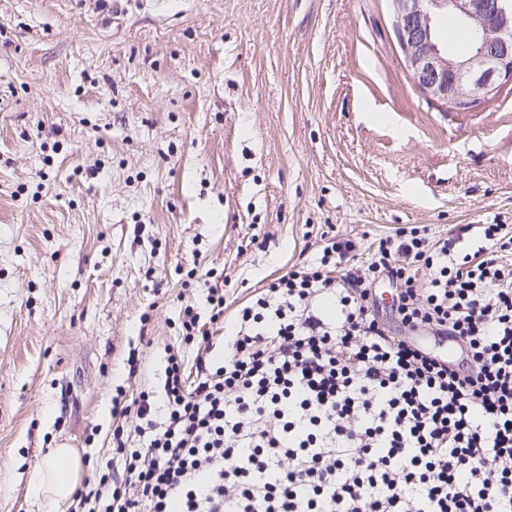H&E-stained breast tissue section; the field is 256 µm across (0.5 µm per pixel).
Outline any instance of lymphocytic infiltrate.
Listing matches in <instances>:
<instances>
[{
	"label": "lymphocytic infiltrate",
	"instance_id": "1",
	"mask_svg": "<svg viewBox=\"0 0 512 512\" xmlns=\"http://www.w3.org/2000/svg\"><path fill=\"white\" fill-rule=\"evenodd\" d=\"M482 245L398 230L368 266L350 239L262 288L224 332L193 307L186 384L169 354L167 411L148 393L112 412L125 478L101 474L70 512H512V230ZM395 287L393 322L373 303ZM453 337L464 364L417 342Z\"/></svg>",
	"mask_w": 512,
	"mask_h": 512
}]
</instances>
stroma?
<instances>
[{
  "label": "stroma",
  "mask_w": 512,
  "mask_h": 512,
  "mask_svg": "<svg viewBox=\"0 0 512 512\" xmlns=\"http://www.w3.org/2000/svg\"><path fill=\"white\" fill-rule=\"evenodd\" d=\"M479 224L512 225V87L424 95L387 0H0V512L52 448L122 474L113 400L171 353L195 382L212 275L219 341L322 235Z\"/></svg>",
  "instance_id": "35a3bbf8"
}]
</instances>
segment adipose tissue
<instances>
[{
  "instance_id": "1",
  "label": "adipose tissue",
  "mask_w": 512,
  "mask_h": 512,
  "mask_svg": "<svg viewBox=\"0 0 512 512\" xmlns=\"http://www.w3.org/2000/svg\"><path fill=\"white\" fill-rule=\"evenodd\" d=\"M83 471L84 462L74 449H52L34 475L30 494L43 512H56L76 492Z\"/></svg>"
}]
</instances>
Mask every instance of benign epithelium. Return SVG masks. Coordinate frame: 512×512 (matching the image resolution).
Returning a JSON list of instances; mask_svg holds the SVG:
<instances>
[{
	"mask_svg": "<svg viewBox=\"0 0 512 512\" xmlns=\"http://www.w3.org/2000/svg\"><path fill=\"white\" fill-rule=\"evenodd\" d=\"M389 2L408 71L426 95L464 108L512 84V0ZM445 16L469 29V46L438 38Z\"/></svg>",
	"mask_w": 512,
	"mask_h": 512,
	"instance_id": "1",
	"label": "benign epithelium"
}]
</instances>
